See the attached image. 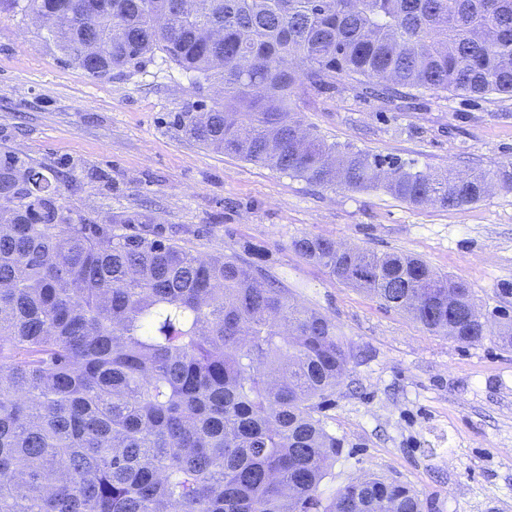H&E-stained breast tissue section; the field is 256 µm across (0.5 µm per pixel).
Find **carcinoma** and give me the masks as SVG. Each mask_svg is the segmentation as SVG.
<instances>
[{
  "label": "carcinoma",
  "instance_id": "carcinoma-1",
  "mask_svg": "<svg viewBox=\"0 0 512 512\" xmlns=\"http://www.w3.org/2000/svg\"><path fill=\"white\" fill-rule=\"evenodd\" d=\"M26 0L90 78L159 51L224 96L181 113L217 152L319 186L381 189L461 208L512 162L427 172L340 152L304 126L300 92L344 80L390 100L421 88L512 96V0ZM117 232L62 202L53 172L0 154V512H422L408 486L366 473L328 486L341 441L320 417L352 358L342 330L267 266L201 257L131 213ZM295 253L426 331L486 336L470 290L401 253ZM512 350V318L498 322Z\"/></svg>",
  "mask_w": 512,
  "mask_h": 512
}]
</instances>
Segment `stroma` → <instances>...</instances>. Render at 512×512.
<instances>
[{
  "label": "stroma",
  "instance_id": "obj_1",
  "mask_svg": "<svg viewBox=\"0 0 512 512\" xmlns=\"http://www.w3.org/2000/svg\"><path fill=\"white\" fill-rule=\"evenodd\" d=\"M212 89L156 53L94 80L66 61L29 14H0V151L59 173L72 215L134 212L199 256L263 245L300 303L334 318L353 352L325 405L342 442L334 487L367 472L401 482L425 512H512V351L494 335L461 344L341 285L288 247L310 235L403 252L462 278L482 313L512 315V191L462 208L412 206L382 191L321 187L208 149L177 117ZM327 141L419 170L512 162V98L433 89L387 103L347 81L301 95Z\"/></svg>",
  "mask_w": 512,
  "mask_h": 512
}]
</instances>
